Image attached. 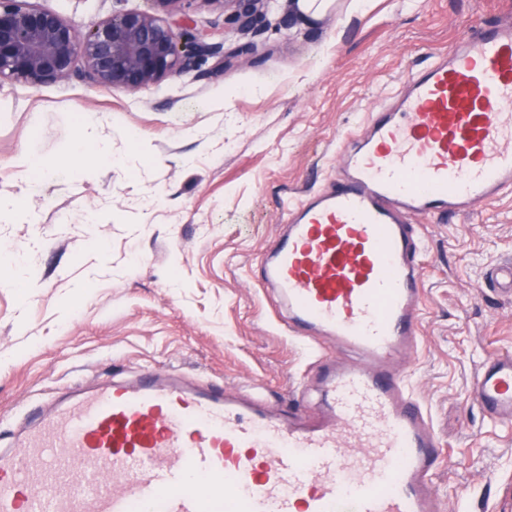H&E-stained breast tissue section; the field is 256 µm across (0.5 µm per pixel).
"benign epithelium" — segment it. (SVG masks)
I'll return each instance as SVG.
<instances>
[{
  "label": "benign epithelium",
  "instance_id": "obj_1",
  "mask_svg": "<svg viewBox=\"0 0 512 512\" xmlns=\"http://www.w3.org/2000/svg\"><path fill=\"white\" fill-rule=\"evenodd\" d=\"M148 11H124L84 36L60 15L19 0H0V79L31 87L66 80L82 62L93 85L138 90L192 70L195 58L217 47L173 20L183 0H149ZM232 4L241 30L254 27L273 0H201Z\"/></svg>",
  "mask_w": 512,
  "mask_h": 512
}]
</instances>
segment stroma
Here are the masks:
<instances>
[{
  "label": "stroma",
  "mask_w": 512,
  "mask_h": 512,
  "mask_svg": "<svg viewBox=\"0 0 512 512\" xmlns=\"http://www.w3.org/2000/svg\"><path fill=\"white\" fill-rule=\"evenodd\" d=\"M86 33L147 0H30ZM512 0H335L301 23L277 0L254 31L233 8L183 0L217 54L130 91L67 80L0 81V221L21 275L0 276V447L28 408L78 381L168 369L201 385L255 386L279 405L319 395V348L284 335L286 312L254 267L285 200L335 181L338 152L409 71L448 52L476 17ZM93 121L107 158L77 154ZM429 240L419 347L406 362L448 457L434 488L446 512H495L512 483V429L481 415V363L512 353V295L488 272L512 256V192L466 215L419 218Z\"/></svg>",
  "instance_id": "35a3bbf8"
}]
</instances>
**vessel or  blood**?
Segmentation results:
<instances>
[{"label":"vessel or blood","instance_id":"1","mask_svg":"<svg viewBox=\"0 0 512 512\" xmlns=\"http://www.w3.org/2000/svg\"><path fill=\"white\" fill-rule=\"evenodd\" d=\"M365 123L342 177L289 203L258 265L289 335L338 351L313 362L319 415L153 370L79 386L0 449V512H442L446 452L402 366L423 317L413 219L512 190V13L473 20ZM472 393L511 424L512 354Z\"/></svg>","mask_w":512,"mask_h":512}]
</instances>
